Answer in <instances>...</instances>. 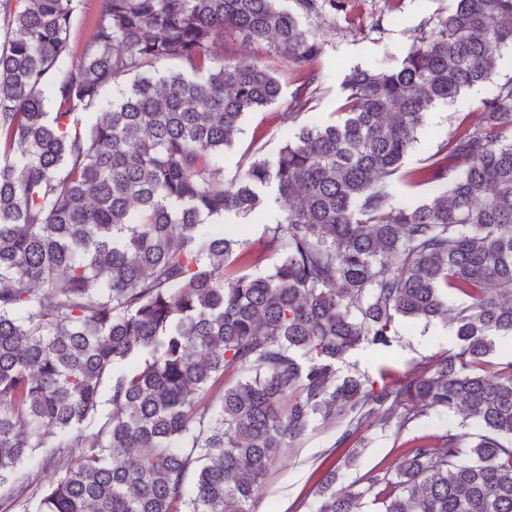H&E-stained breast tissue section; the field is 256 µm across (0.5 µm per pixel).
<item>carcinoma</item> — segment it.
I'll return each instance as SVG.
<instances>
[{
    "instance_id": "carcinoma-1",
    "label": "carcinoma",
    "mask_w": 512,
    "mask_h": 512,
    "mask_svg": "<svg viewBox=\"0 0 512 512\" xmlns=\"http://www.w3.org/2000/svg\"><path fill=\"white\" fill-rule=\"evenodd\" d=\"M79 2L0 0V512H255L316 419L353 415L341 446L417 409H461L482 432L420 440L357 492L333 462L314 512L373 492L383 512H512V359L486 360L512 335V82L400 173L424 113L492 79L512 0L423 21L395 64L347 75L319 126L298 123L323 48L299 16L346 0H98L77 57ZM229 31L303 81L276 158L226 181L245 115L281 96L261 60L224 51ZM397 175L433 195L392 206ZM267 188L292 206L266 228L277 261L245 273L262 254L200 229L256 216ZM400 318L448 323L458 352L380 384L338 378ZM27 462L53 480L33 488ZM98 12L97 0H81L71 35L73 53L81 55L90 43Z\"/></svg>"
}]
</instances>
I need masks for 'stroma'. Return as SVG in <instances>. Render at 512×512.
I'll return each instance as SVG.
<instances>
[{"label": "stroma", "mask_w": 512, "mask_h": 512, "mask_svg": "<svg viewBox=\"0 0 512 512\" xmlns=\"http://www.w3.org/2000/svg\"><path fill=\"white\" fill-rule=\"evenodd\" d=\"M454 0H347V20L330 27L323 21L305 19L304 24L318 32L324 42L322 53L314 63L319 73L320 90L310 111L302 115L305 124H318L334 118L342 104V82L354 67L373 68L394 63L411 47L421 21L436 14H447ZM385 16L384 33L371 32L377 16ZM228 52L237 56L260 55L278 78L283 95H290L300 82L299 72L286 59L270 49H257L241 35L224 38ZM512 80V47L497 53V68L490 82L463 91L452 102H441L424 116L417 141L402 161L410 171L426 164L441 138L447 136L468 113L477 111L483 98L496 85ZM280 104H272L246 115L242 132L231 149L224 152V175L233 177L238 167L247 165L253 154L274 159L288 130L276 117ZM288 209L287 201L269 197L263 213L254 219L227 217L214 224L217 232L247 239L253 249H260L267 226L280 223ZM398 338L392 346L379 349L363 343L351 350L336 365L338 376L364 374L379 379L382 370L397 375L407 374L425 359L454 353L457 340L449 326L437 322L425 324L405 319L397 323ZM349 419L339 416L329 421H315L308 435L288 448L268 468L261 498L255 512H312L313 493L321 480L327 462H338V486L359 491L369 473L396 465L404 448L414 439L433 437L446 432H475V425L463 424L456 411H430L406 416L402 424L381 425L366 422L360 442L340 443L339 438Z\"/></svg>", "instance_id": "stroma-1"}]
</instances>
